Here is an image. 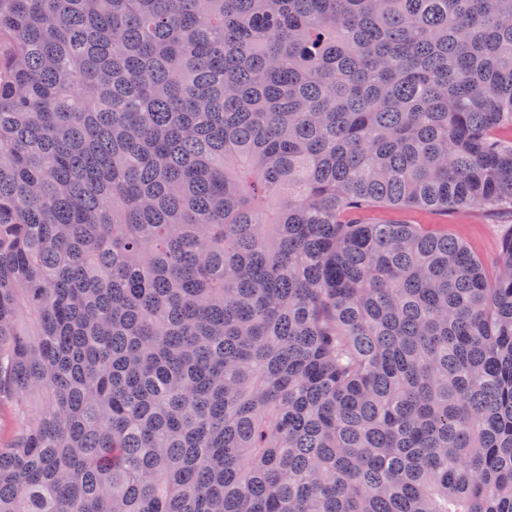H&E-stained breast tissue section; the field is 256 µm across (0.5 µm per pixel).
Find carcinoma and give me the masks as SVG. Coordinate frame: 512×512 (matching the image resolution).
I'll use <instances>...</instances> for the list:
<instances>
[{
	"label": "carcinoma",
	"instance_id": "obj_1",
	"mask_svg": "<svg viewBox=\"0 0 512 512\" xmlns=\"http://www.w3.org/2000/svg\"><path fill=\"white\" fill-rule=\"evenodd\" d=\"M512 0H0V512H512ZM369 222L398 221L405 224L446 225L448 232L464 240L484 262L489 273L495 269L500 241L512 225L510 211L486 213L480 208L451 212L422 211L416 209L389 211L374 210L365 215Z\"/></svg>",
	"mask_w": 512,
	"mask_h": 512
}]
</instances>
